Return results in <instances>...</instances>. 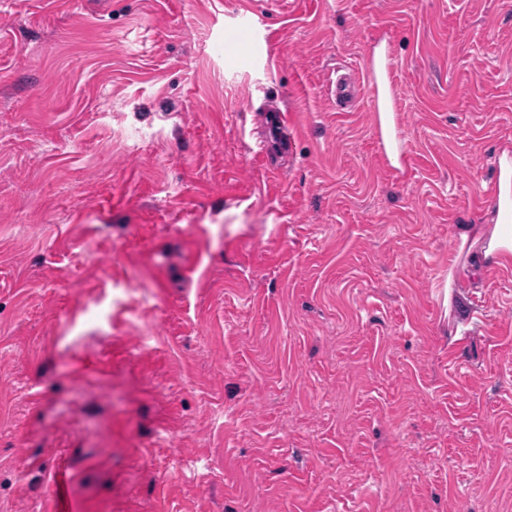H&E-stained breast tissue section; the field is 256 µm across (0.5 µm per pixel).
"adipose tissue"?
I'll return each instance as SVG.
<instances>
[{
	"label": "adipose tissue",
	"instance_id": "1",
	"mask_svg": "<svg viewBox=\"0 0 512 512\" xmlns=\"http://www.w3.org/2000/svg\"><path fill=\"white\" fill-rule=\"evenodd\" d=\"M387 63L386 47H375L372 66L378 86L379 128L388 156L396 161L401 151L395 141V114L390 103ZM499 168V194L491 206V223L462 224L458 227L462 245L477 250L482 264L496 266L512 258V153L501 152Z\"/></svg>",
	"mask_w": 512,
	"mask_h": 512
}]
</instances>
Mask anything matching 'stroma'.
I'll return each mask as SVG.
<instances>
[{
    "label": "stroma",
    "instance_id": "obj_1",
    "mask_svg": "<svg viewBox=\"0 0 512 512\" xmlns=\"http://www.w3.org/2000/svg\"><path fill=\"white\" fill-rule=\"evenodd\" d=\"M505 149L512 0H0V512H512ZM388 63L387 49L384 43L374 48L372 66L378 86L379 96V128L382 141L392 161H399L401 149L395 141V114L392 112L386 66ZM339 72L340 70L336 71V79L331 81L330 89L336 98V103H343L347 106L355 97V85L350 74H339ZM499 194L492 204L493 224H460L461 247L477 249L483 265H502L512 257V155L502 151L499 158Z\"/></svg>",
    "mask_w": 512,
    "mask_h": 512
}]
</instances>
